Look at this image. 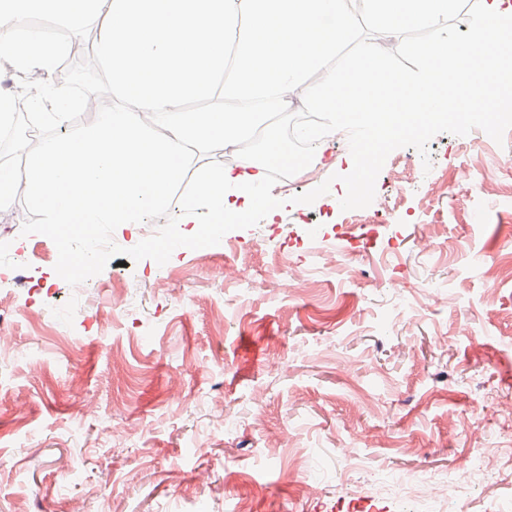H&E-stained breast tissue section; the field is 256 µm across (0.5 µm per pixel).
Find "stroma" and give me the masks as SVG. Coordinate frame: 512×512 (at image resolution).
I'll list each match as a JSON object with an SVG mask.
<instances>
[{"label": "stroma", "mask_w": 512, "mask_h": 512, "mask_svg": "<svg viewBox=\"0 0 512 512\" xmlns=\"http://www.w3.org/2000/svg\"><path fill=\"white\" fill-rule=\"evenodd\" d=\"M288 194L330 182L220 244L163 265L109 261L81 287L0 281V512H484L512 462L468 479L469 449L512 448V194L486 174L512 130L436 135L430 171L377 194L399 213L352 223L336 203L349 145ZM22 201L0 258L24 250ZM288 259L294 279L278 276ZM469 480L447 499L446 477Z\"/></svg>", "instance_id": "obj_1"}]
</instances>
